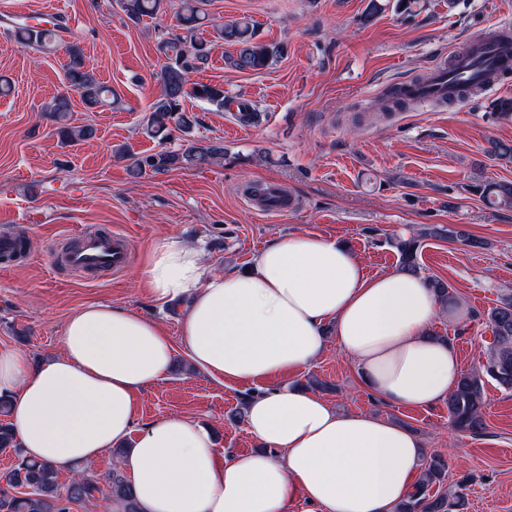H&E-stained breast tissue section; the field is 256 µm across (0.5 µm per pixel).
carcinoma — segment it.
<instances>
[{"label":"carcinoma","instance_id":"cac0c4a2","mask_svg":"<svg viewBox=\"0 0 512 512\" xmlns=\"http://www.w3.org/2000/svg\"><path fill=\"white\" fill-rule=\"evenodd\" d=\"M165 0H122V8L131 20L153 18L163 12ZM207 0H181L176 14V25L169 36L159 42L164 55L160 72L161 93L152 104L145 130L154 137L167 140L173 130L189 132L196 124L194 113L183 108L187 97L206 101L219 108L226 106L229 98L224 89L204 83H190L189 76L204 66L209 58L207 41L197 38V32L208 19ZM64 29L61 24L51 28L35 25H18L13 29L17 44L24 48L38 49L51 45ZM214 38L236 47V54L229 63L238 70L258 71L272 64L282 53L274 44L255 39L253 24L248 20L223 22L213 26ZM64 90L52 97L46 111L52 113L57 132L66 143L73 144L94 136L89 125H70V92L79 94L88 107H97L108 100L120 103L112 88L100 82L88 69L85 56L78 44L67 48ZM235 116L239 122L251 123L257 116L256 108L243 99H237ZM130 160L129 171L141 175L147 171L164 172L174 167H190L224 160V147L211 142L186 140L177 151L161 150L155 154L135 157L125 150L118 151ZM474 189L493 203L512 208V184H478ZM422 236H402L393 242L402 269H416L417 252ZM495 342L485 364L479 371L460 375L456 388L448 395V418L453 427L472 436L486 430L482 409L484 407V378L489 377L505 389H512V292L501 298L500 304L487 315ZM14 456L13 468L5 476L0 488V512H71L72 506L97 500L106 501L108 512H140L131 485L119 467H114L102 477L86 467L73 477L66 487L58 482L59 468L49 462L28 458L17 441L10 425L0 424V453ZM446 463L442 456L424 459L421 476L412 493L396 506L395 512H460L465 505L463 497L455 493H429V486L441 482Z\"/></svg>","mask_w":512,"mask_h":512}]
</instances>
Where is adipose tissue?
<instances>
[{
	"mask_svg": "<svg viewBox=\"0 0 512 512\" xmlns=\"http://www.w3.org/2000/svg\"><path fill=\"white\" fill-rule=\"evenodd\" d=\"M150 295L186 303L180 334L196 369L247 382L244 424L260 451L226 456L211 426L171 415L135 425L136 396L166 377L174 347L161 325L124 307L68 318L60 354L32 364L0 348V394L25 453L59 467L121 446L141 512H395L426 450L405 426L342 412L297 376L335 335L360 386L395 406L445 401L459 378L454 347L434 336L442 305L424 276L367 274L344 244L296 232L240 272L215 270L192 245L157 244Z\"/></svg>",
	"mask_w": 512,
	"mask_h": 512,
	"instance_id": "ef3b65f1",
	"label": "adipose tissue"
}]
</instances>
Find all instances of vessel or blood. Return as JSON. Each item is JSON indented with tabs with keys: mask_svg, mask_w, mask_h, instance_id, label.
<instances>
[{
	"mask_svg": "<svg viewBox=\"0 0 512 512\" xmlns=\"http://www.w3.org/2000/svg\"><path fill=\"white\" fill-rule=\"evenodd\" d=\"M512 78V51H505L491 39L473 41L467 50L456 55L447 66L434 68L424 83H407L410 100L460 99L461 86L474 81L493 87ZM79 246L66 262L75 272L90 269L122 270L130 257L126 237L118 232L109 236L81 233Z\"/></svg>",
	"mask_w": 512,
	"mask_h": 512,
	"instance_id": "vessel-or-blood-1",
	"label": "vessel or blood"
}]
</instances>
